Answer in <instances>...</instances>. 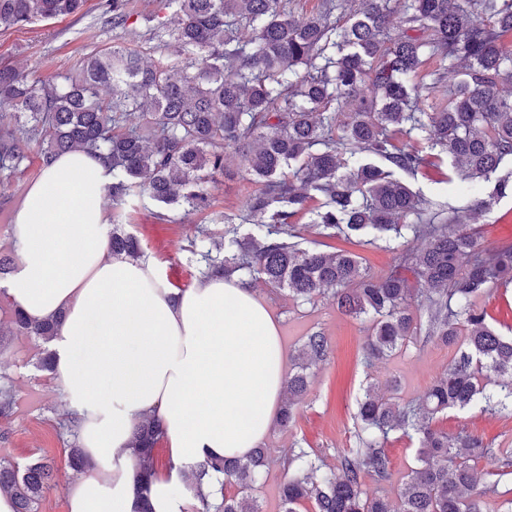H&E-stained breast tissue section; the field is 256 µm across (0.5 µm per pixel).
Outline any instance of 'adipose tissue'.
<instances>
[{
  "instance_id": "adipose-tissue-1",
  "label": "adipose tissue",
  "mask_w": 512,
  "mask_h": 512,
  "mask_svg": "<svg viewBox=\"0 0 512 512\" xmlns=\"http://www.w3.org/2000/svg\"><path fill=\"white\" fill-rule=\"evenodd\" d=\"M107 165L82 151L43 168L17 212L13 304L34 322L62 316L55 379L89 469L69 512H137L129 444L160 418L172 467L154 475L153 512H186L185 479L208 457L246 459L271 432L286 380L279 329L253 289L213 277L177 290L152 260L112 256Z\"/></svg>"
}]
</instances>
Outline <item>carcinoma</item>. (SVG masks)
I'll list each match as a JSON object with an SVG mask.
<instances>
[{
  "label": "carcinoma",
  "mask_w": 512,
  "mask_h": 512,
  "mask_svg": "<svg viewBox=\"0 0 512 512\" xmlns=\"http://www.w3.org/2000/svg\"><path fill=\"white\" fill-rule=\"evenodd\" d=\"M170 18L156 27L174 39L185 64H146L118 45L88 57L64 83L46 86L0 68V173L15 174L39 147L42 165L76 150L106 159V193L119 209L133 197L162 206H210L206 184L224 173V148L235 147L247 174L262 188L247 202L258 224L244 236L224 225V250L212 256L197 228L206 275L242 271L288 290L296 302L329 293L346 315L372 323L362 351L369 369L410 340L439 341L458 350L421 398L380 395L368 385L357 400L356 444L336 466L293 444L291 469L280 486V512H509L512 449L494 448L462 428L433 425L450 409L512 408V336L489 324L476 300L512 281V244L487 248L475 224L498 199L512 196V0H360L344 23L343 3L296 16L283 0H165ZM84 0H0V30L76 14ZM127 0H112L106 22L118 29ZM441 95L439 103L428 100ZM450 160L448 182L466 203L450 208L414 192L400 175ZM311 213L322 234L348 243L370 236L397 254L384 274L363 267L347 249L326 253L294 241L291 220ZM112 256L136 261L141 247L112 225ZM409 271L413 279L404 272ZM62 317L33 322L14 310L15 329L48 341ZM330 355L320 332L306 337L288 374L279 425L295 422L307 393V370ZM416 437V465L398 502L369 496L365 477L385 481L387 445ZM164 436L158 420L138 423L131 450L138 460L140 512H152L147 491ZM265 451L246 460L214 457L186 475L189 512H262L251 495L264 479ZM491 466L493 480L475 490L474 468ZM68 466H90L78 448ZM224 474L221 499L203 492L212 473ZM53 465L21 467L0 458V490L16 512H38Z\"/></svg>",
  "instance_id": "obj_1"
}]
</instances>
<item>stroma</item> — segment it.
<instances>
[{"instance_id":"35a3bbf8","label":"stroma","mask_w":512,"mask_h":512,"mask_svg":"<svg viewBox=\"0 0 512 512\" xmlns=\"http://www.w3.org/2000/svg\"><path fill=\"white\" fill-rule=\"evenodd\" d=\"M132 15L127 32L116 35L104 21L105 0H86L81 13L38 21L7 32H0V67H14L45 83L59 82L61 76L92 53L119 43L138 53L144 62L174 63L178 56L170 37H158L144 17L163 14V0H130ZM42 172L37 156H30L22 173L0 174V251L13 248L12 224L28 187ZM258 185L249 180L240 153L224 152V172L209 186L211 206L190 211L183 206L160 208L152 202L129 201L121 210L126 230L140 242L145 257L154 260L160 276L177 288H189L201 279L203 269L194 253L193 240L198 225H207L222 234L225 222L240 225L249 232L246 202ZM481 241L496 247L512 243V197L499 200L481 221ZM257 297L266 305L279 326L286 354H294L310 333L327 336L329 358L310 371L306 396L296 407V422L288 430L273 429L264 440L270 464L255 494L263 512H279V486L287 472L282 464L286 448L293 442L320 452L327 463H335L340 451L352 447L356 400L366 385V373L359 362L362 348L371 333V324L356 320L338 310L332 298L319 296L314 303L294 302L286 291L258 282ZM13 305L0 280V386L15 395L12 417L0 421V458L19 464L44 457L56 466L54 480L39 504L38 512H68L65 486L73 473L67 465V452L78 438L66 425V403L53 373L37 365L49 352V345L33 336L9 335ZM455 355L454 349L439 343L407 342L375 369L381 382L398 379L400 395L419 398L444 372ZM438 425L448 433L468 427L498 448H512V416L490 415L477 410H451ZM391 478L379 483L366 479L370 495L396 499L401 483L415 467V450L408 439L389 446Z\"/></svg>"}]
</instances>
